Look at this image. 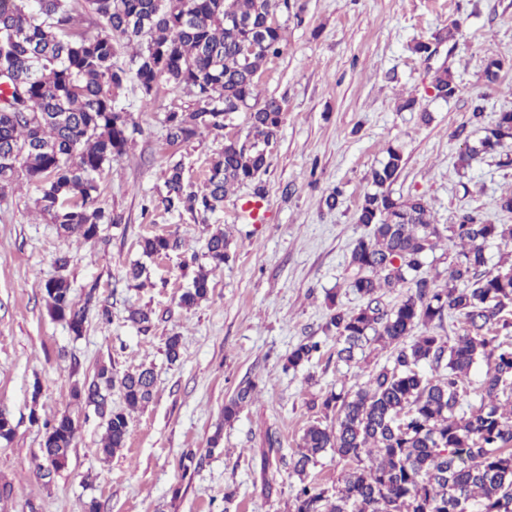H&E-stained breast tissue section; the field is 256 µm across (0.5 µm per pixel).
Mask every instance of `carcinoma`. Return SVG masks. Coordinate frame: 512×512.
<instances>
[{
  "mask_svg": "<svg viewBox=\"0 0 512 512\" xmlns=\"http://www.w3.org/2000/svg\"><path fill=\"white\" fill-rule=\"evenodd\" d=\"M290 0H0V193L35 184L38 212L67 236L100 238V226L120 224L123 215L98 203V176L105 165L127 154L138 124L116 104L134 77L143 106L154 104L159 87L171 85L190 98L166 112L167 141L187 143L204 133H220L236 114H247L245 144L227 136L212 157L203 187L185 181L181 161L170 160L164 189L153 209L189 212L204 218L223 208L236 186L254 181L269 166L270 144L283 122L281 105L260 99L267 61L281 54ZM87 14L102 33L89 36L79 17ZM505 60L486 59L484 77L494 84ZM434 97L447 101L459 86L446 67L434 73ZM484 105L472 110L482 136L465 143L457 165L465 170L512 146V110L482 125ZM403 164L400 149L371 169L373 190L357 211L365 234L353 243L348 287L362 300L357 308L330 304L325 330L336 335L337 359L360 363L365 347L391 348L389 360L354 392L329 394L321 403L335 424L309 425L291 461L301 487L293 512H512V272L488 267L486 247L512 243V224H493L467 213L458 222L435 224L428 202L419 196L395 198L390 187ZM448 253V281L439 288L423 267L441 239ZM142 254L159 257L182 247L179 239L155 235L140 241ZM211 268L195 276L179 297L191 309L210 292L209 276L229 260L224 231L205 243ZM405 290L388 307L381 290ZM48 310L82 335L92 297L77 306L63 277L45 284ZM456 318L461 333L453 344L428 329L444 317ZM426 331L408 342L418 326ZM308 339L288 355L296 368L320 353ZM487 363L480 406L457 414L470 373ZM429 366L431 373L424 372ZM154 374L148 368L121 375L103 366L71 391L72 399L104 419L99 453L108 460L126 446L129 412L150 402ZM118 390L128 411L114 410ZM254 390L239 386L224 405V421L239 414ZM77 424L70 413L55 418L41 457L58 472L68 465ZM349 463L329 491L305 482L308 466L327 451Z\"/></svg>",
  "mask_w": 512,
  "mask_h": 512,
  "instance_id": "obj_1",
  "label": "carcinoma"
}]
</instances>
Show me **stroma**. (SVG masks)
<instances>
[{
	"instance_id": "35a3bbf8",
	"label": "stroma",
	"mask_w": 512,
	"mask_h": 512,
	"mask_svg": "<svg viewBox=\"0 0 512 512\" xmlns=\"http://www.w3.org/2000/svg\"><path fill=\"white\" fill-rule=\"evenodd\" d=\"M294 10L283 53L261 75L262 97L283 110L270 165L257 184L225 198L219 223L151 211L168 160H182L187 179L201 187L224 137L206 133L169 146L165 113L184 104V93L161 86L146 108L133 81L118 104L141 132L99 179L102 206L123 213L122 224L103 225L91 244L60 235L37 216L35 185L0 197V411L14 429L0 439V484L11 487L0 512H82L92 499L99 512H293L299 479L288 459L304 430L324 422L325 397L364 385L389 356L376 350L362 367L346 365L324 329L327 295L338 294L349 308L361 304L347 284L348 260L363 232L356 212L371 189L370 170L388 147H400L394 196L425 198L439 224L465 213L512 224V214L494 205L512 191V168L492 157L461 172L454 166L465 139L478 137L470 120L474 98H483L488 123L512 109V0H295ZM454 23L463 32L458 45L440 43L428 60L410 52L413 42ZM493 54L509 62L496 87L483 75ZM441 66L460 84L447 101L431 93ZM410 96L416 106L402 109ZM258 186L265 218L251 224L239 205ZM336 187L341 195L331 209L325 198ZM218 228L230 239V259L211 274L208 299L184 310L178 299L207 266L205 242ZM154 234L176 235L185 248L148 262L145 285L126 281L129 266L143 259L140 240ZM63 254L70 263L61 269L55 259ZM60 275L76 304L90 295L108 301L110 321L89 310L76 337L54 319L45 285ZM132 308L150 312L148 332L128 322ZM172 335L181 338L174 361L165 354ZM308 337L323 341L321 355L288 367L289 352ZM102 364L119 373L146 367L155 378L152 400L130 415L126 447L107 463L98 458L103 420L93 408L72 407L70 397ZM247 380L256 386L252 400L225 423V402ZM67 410L78 419L74 446L67 467L46 479V426ZM216 433L213 449L208 441ZM271 435L281 458L268 463ZM189 449L200 464L186 477L179 458Z\"/></svg>"
}]
</instances>
